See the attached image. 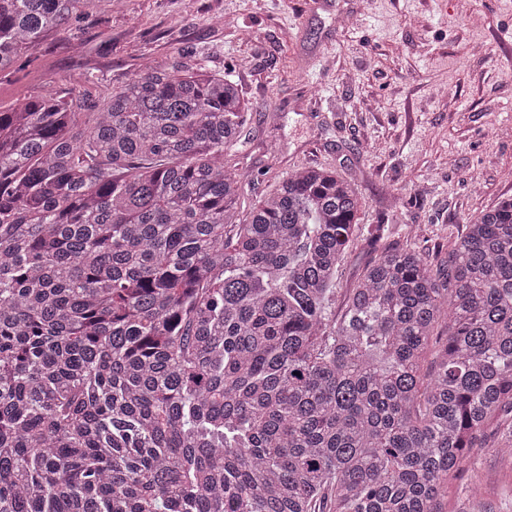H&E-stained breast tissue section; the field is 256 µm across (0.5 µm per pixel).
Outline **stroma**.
I'll list each match as a JSON object with an SVG mask.
<instances>
[{
    "instance_id": "1",
    "label": "stroma",
    "mask_w": 512,
    "mask_h": 512,
    "mask_svg": "<svg viewBox=\"0 0 512 512\" xmlns=\"http://www.w3.org/2000/svg\"><path fill=\"white\" fill-rule=\"evenodd\" d=\"M31 50L0 106L48 84L93 100L143 65L204 63L242 89L247 121L224 154L249 170L239 219L288 171L336 170L360 194L377 247L355 241L337 288L379 248L448 257L469 215L512 196V0H113ZM492 427L440 512H512V456Z\"/></svg>"
}]
</instances>
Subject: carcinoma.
<instances>
[{"mask_svg":"<svg viewBox=\"0 0 512 512\" xmlns=\"http://www.w3.org/2000/svg\"><path fill=\"white\" fill-rule=\"evenodd\" d=\"M99 2L0 0V75ZM247 110L203 64L0 109V512H439L491 421L512 453V197L338 313L362 202L305 166L234 223Z\"/></svg>","mask_w":512,"mask_h":512,"instance_id":"carcinoma-1","label":"carcinoma"}]
</instances>
